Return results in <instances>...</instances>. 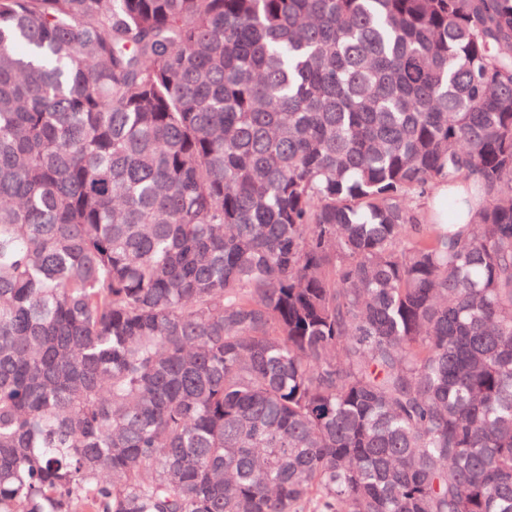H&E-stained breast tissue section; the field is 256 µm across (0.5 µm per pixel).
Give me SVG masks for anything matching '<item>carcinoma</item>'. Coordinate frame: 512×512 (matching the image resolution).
I'll return each instance as SVG.
<instances>
[{
    "label": "carcinoma",
    "mask_w": 512,
    "mask_h": 512,
    "mask_svg": "<svg viewBox=\"0 0 512 512\" xmlns=\"http://www.w3.org/2000/svg\"><path fill=\"white\" fill-rule=\"evenodd\" d=\"M0 512H512V0H0Z\"/></svg>",
    "instance_id": "carcinoma-1"
}]
</instances>
